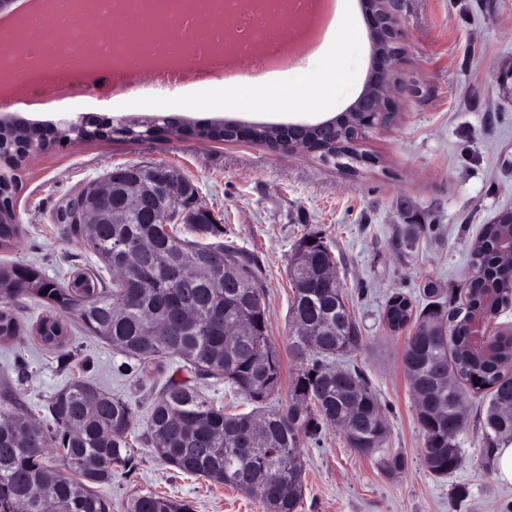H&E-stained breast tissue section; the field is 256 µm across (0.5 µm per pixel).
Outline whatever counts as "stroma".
Segmentation results:
<instances>
[{
    "label": "stroma",
    "mask_w": 512,
    "mask_h": 512,
    "mask_svg": "<svg viewBox=\"0 0 512 512\" xmlns=\"http://www.w3.org/2000/svg\"><path fill=\"white\" fill-rule=\"evenodd\" d=\"M401 25L408 58L404 77L422 92L403 102L394 124L363 141L377 165L350 172L315 155L277 154L259 143L191 135L59 145L18 170L13 199L21 239L0 249V261L37 266L52 279L90 266L85 249L54 223L55 211L115 167L163 163L177 168L196 186L198 204L212 211L225 236L252 253L263 269L268 336L283 355L281 384L271 399L277 408L287 405L297 369L287 354L288 265L301 238L322 237L336 256L337 275L367 338L360 351L339 363L369 380L389 431L386 449L404 456L407 466L387 475L376 458L354 451L342 432L326 431L303 449L301 512H505L512 506V483L480 465L484 443L478 419L486 396L466 398L469 424L458 437L465 465L446 478L423 466L424 435L401 363L408 332L389 330L382 314L398 293L425 307L424 285L430 281L463 301L460 285L471 273L472 241L482 224L512 210V99L495 82L496 71L512 63V0H405ZM297 54L296 63L280 67L275 85L262 90L267 99L285 91L299 97L300 105L287 112L225 108L224 79L218 75L199 81L198 106L187 111L183 83L160 87L154 96L134 90L103 95L77 87L59 99L45 88L11 101L8 109L31 120L76 113L103 123L171 115L197 122L316 124L359 96L371 66L372 41L364 31L339 37L333 55L312 44L300 46ZM315 95L321 98L316 109L308 103ZM14 313L24 341L0 342V379L15 382L33 417L46 419L47 397L81 375L126 400L135 412L132 468L101 489L112 512H126L133 495L147 493L185 504L190 512H264L237 489L175 472L145 442L150 406L177 360L164 359L143 377L122 373V355L76 324L68 344L72 360L64 367L35 333L45 307L25 298ZM22 362L28 370L21 379Z\"/></svg>",
    "instance_id": "stroma-1"
}]
</instances>
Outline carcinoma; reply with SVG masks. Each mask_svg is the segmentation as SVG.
Instances as JSON below:
<instances>
[{
  "label": "carcinoma",
  "mask_w": 512,
  "mask_h": 512,
  "mask_svg": "<svg viewBox=\"0 0 512 512\" xmlns=\"http://www.w3.org/2000/svg\"><path fill=\"white\" fill-rule=\"evenodd\" d=\"M202 136L223 141L224 122L199 124ZM33 131L15 124L5 142H29ZM253 140L277 149L286 143L275 125L256 124ZM174 204L168 230L151 223L160 217L127 209L122 224H71L73 208L58 214L66 233L97 259L68 281L47 278L32 265H0V340H14L22 328L12 313L18 299L35 295L48 315L38 321L42 343L67 364V328L61 315L76 317L83 330L122 353L141 369L176 356L186 379L169 377L150 408L145 439L154 453L179 473L201 476L258 500L265 512H298L304 495L302 448L322 428L340 427L350 447L381 451L387 428L378 395L357 370L329 361L357 351L360 326L339 282L324 272L336 267L331 250L312 236L295 248L289 270L290 314L306 331H291L288 352L301 363L286 407L227 414L195 386L224 381L263 405L278 390L282 361L267 339L263 274L246 250L224 240L219 224H192ZM123 205V176L112 183V198L101 201L103 217ZM507 212L481 227L470 251L472 274L458 306L416 312L403 295L386 306L388 328L410 327L404 369L424 433L423 461L436 476L465 464L456 437L466 427V395L489 394L481 425L490 458L497 441L512 438V332L503 330L490 347L474 349L468 329L475 316L490 320L512 307V275L499 264L497 246L512 232ZM20 236L14 215L5 211L0 248ZM184 269L175 278L171 271ZM453 377L456 386L444 385ZM49 418H31L10 383L0 387V512H111L97 487L112 483V469L127 467L135 453L134 412L127 401L97 384L76 378L46 402ZM127 512H187L184 505L154 493L139 495Z\"/></svg>",
  "instance_id": "obj_1"
}]
</instances>
